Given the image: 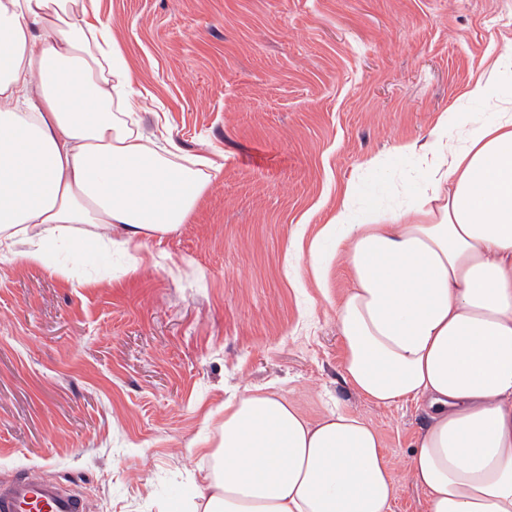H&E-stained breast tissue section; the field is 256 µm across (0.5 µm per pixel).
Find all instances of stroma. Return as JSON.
<instances>
[{
    "label": "stroma",
    "instance_id": "35a3bbf8",
    "mask_svg": "<svg viewBox=\"0 0 512 512\" xmlns=\"http://www.w3.org/2000/svg\"><path fill=\"white\" fill-rule=\"evenodd\" d=\"M142 131L221 165L187 224L52 269L0 251V479L52 477L90 512H168L211 470L224 403L270 388L380 434L390 512H426V416L343 378L350 270L321 231L346 185L380 215L428 189L418 155L512 51V0H100ZM384 158L382 168L369 165Z\"/></svg>",
    "mask_w": 512,
    "mask_h": 512
}]
</instances>
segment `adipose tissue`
I'll use <instances>...</instances> for the list:
<instances>
[{
	"instance_id": "ef3b65f1",
	"label": "adipose tissue",
	"mask_w": 512,
	"mask_h": 512,
	"mask_svg": "<svg viewBox=\"0 0 512 512\" xmlns=\"http://www.w3.org/2000/svg\"><path fill=\"white\" fill-rule=\"evenodd\" d=\"M136 78L98 0H0V247L35 266L76 232L102 248L174 234L220 171L143 134ZM440 120L422 159L446 194L390 223L347 187L333 222L352 270L336 310L344 380L428 421L409 472L428 512H512V96ZM192 512H389L379 433L341 409L308 420L275 392L224 405Z\"/></svg>"
}]
</instances>
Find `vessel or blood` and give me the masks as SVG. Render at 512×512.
Masks as SVG:
<instances>
[{
    "label": "vessel or blood",
    "instance_id": "b4317fda",
    "mask_svg": "<svg viewBox=\"0 0 512 512\" xmlns=\"http://www.w3.org/2000/svg\"><path fill=\"white\" fill-rule=\"evenodd\" d=\"M83 494L61 482L27 475L0 481V512H87Z\"/></svg>",
    "mask_w": 512,
    "mask_h": 512
}]
</instances>
